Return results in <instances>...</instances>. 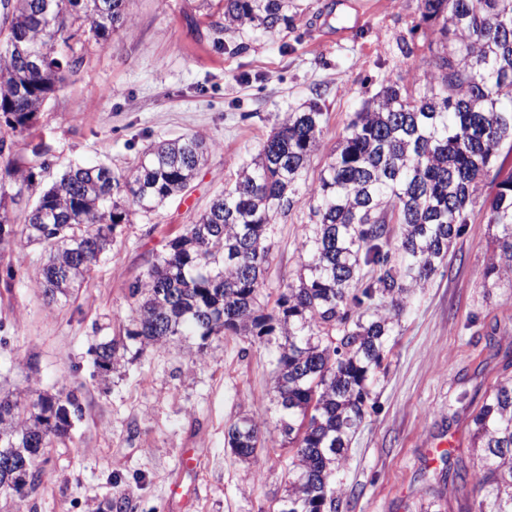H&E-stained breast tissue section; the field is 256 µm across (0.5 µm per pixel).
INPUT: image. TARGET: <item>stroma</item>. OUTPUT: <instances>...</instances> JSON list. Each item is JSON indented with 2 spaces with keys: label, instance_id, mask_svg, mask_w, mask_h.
Masks as SVG:
<instances>
[{
  "label": "stroma",
  "instance_id": "stroma-1",
  "mask_svg": "<svg viewBox=\"0 0 512 512\" xmlns=\"http://www.w3.org/2000/svg\"><path fill=\"white\" fill-rule=\"evenodd\" d=\"M275 35L224 26V0H130L128 19L106 40L84 35L83 63L45 104L33 129H0L23 160L50 149L47 185L76 165L105 163L132 173L149 147L197 133L210 152L189 191L122 225L116 243L68 300L47 305L38 286L43 253L14 240L0 265L23 281L0 282V395L39 388L77 395L83 417L69 440L48 451L47 474L24 500L0 499V512H277L288 490L291 454L257 448L247 461L225 444L242 416L276 435L272 354L255 336L210 340L203 363L189 354L197 337L158 349L126 341L133 301L128 285L153 252L183 232L233 182L278 119L318 106L321 146L308 172L316 180L337 140L385 76L423 88L431 34L420 0H294ZM465 231L400 317L387 372L371 395L340 475L338 512H419L439 495L440 512H459L444 474L477 472L469 413L512 375V286L485 287L486 205L476 197ZM310 211L300 204L279 220L263 292L295 281ZM496 346H489V337ZM126 342L108 380L91 378L89 349ZM193 449L192 467L181 464Z\"/></svg>",
  "mask_w": 512,
  "mask_h": 512
}]
</instances>
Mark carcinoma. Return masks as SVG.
<instances>
[{"instance_id":"1","label":"carcinoma","mask_w":512,"mask_h":512,"mask_svg":"<svg viewBox=\"0 0 512 512\" xmlns=\"http://www.w3.org/2000/svg\"><path fill=\"white\" fill-rule=\"evenodd\" d=\"M289 0H224L225 27L273 34L288 24ZM129 0H3L0 115L28 130L65 74L83 61L71 40L86 29L104 39L125 22ZM442 50L433 54L418 94L388 78L379 97L354 113L317 182L301 187L320 147L324 113L290 112L235 180L195 222L151 255L128 285L134 300L125 335L141 346L174 336H280L273 390L280 438L292 452V480L279 512H338V475L362 422L396 317L413 288L448 258L449 243L469 224L482 186L487 223L499 234L482 270L484 282L512 286V170L491 171L500 148L512 151V0H421ZM34 165L0 136V245L16 236L45 253L39 288L47 304L66 300L103 258L118 227L181 196L207 161L197 135L146 151L133 174L106 165L76 166L40 190L15 228L17 206L35 188ZM308 203L299 284L262 298L272 226ZM398 224L401 234L391 235ZM112 340L95 344L92 376L117 365ZM482 462L461 512H512V377L497 381L472 408ZM82 418L73 394L36 392L26 401L0 396V496L26 498L39 487L43 449ZM225 442L241 458L269 441L253 419L231 423Z\"/></svg>"}]
</instances>
